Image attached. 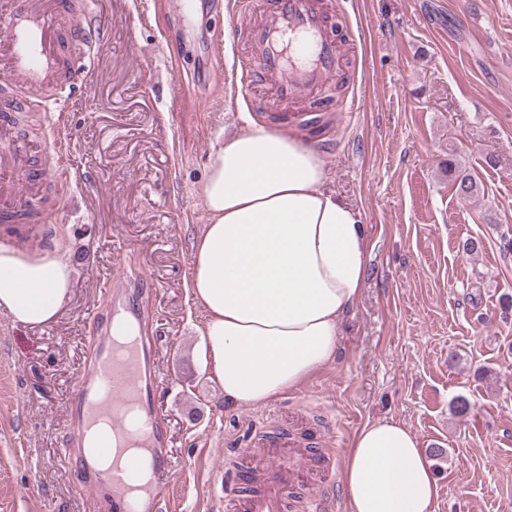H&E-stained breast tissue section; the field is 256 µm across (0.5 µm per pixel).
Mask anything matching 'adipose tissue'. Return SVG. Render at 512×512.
I'll return each instance as SVG.
<instances>
[{"label": "adipose tissue", "mask_w": 512, "mask_h": 512, "mask_svg": "<svg viewBox=\"0 0 512 512\" xmlns=\"http://www.w3.org/2000/svg\"><path fill=\"white\" fill-rule=\"evenodd\" d=\"M324 183L316 150L263 124L212 149L191 289L206 314L205 360L227 402L265 403L336 357L364 286L367 241L357 211ZM71 288L66 254L0 246V309L14 323L52 322ZM343 485L347 512H430L438 493L418 437L393 420L353 435Z\"/></svg>", "instance_id": "1"}]
</instances>
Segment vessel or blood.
<instances>
[{"instance_id": "b4317fda", "label": "vessel or blood", "mask_w": 512, "mask_h": 512, "mask_svg": "<svg viewBox=\"0 0 512 512\" xmlns=\"http://www.w3.org/2000/svg\"><path fill=\"white\" fill-rule=\"evenodd\" d=\"M236 11L249 17V34L256 55L239 60L243 86L271 81L276 98L285 104L322 94L339 68V46L328 25L322 0H274L268 6L236 0ZM85 45V64H92L100 47L87 14L71 10L68 0H10L0 15V60L9 76L0 81V193L16 194L19 182L34 183L39 176H58L64 157L60 147L48 153L41 175L28 170L27 136L17 118L29 110L34 97L59 98L66 65L63 40ZM155 290L147 274L123 277L107 288L108 312L132 323H143L144 300ZM161 386L156 347L143 337H131L116 348L111 324H104L89 346L87 362L68 404L69 466L82 475L85 487L107 498L113 512H165L171 471L170 434L158 411ZM135 406L146 452L126 455V466L105 468L83 448L98 417H112V431L122 434L130 425L126 406ZM293 461L278 465V478L254 491L244 512H284Z\"/></svg>"}]
</instances>
